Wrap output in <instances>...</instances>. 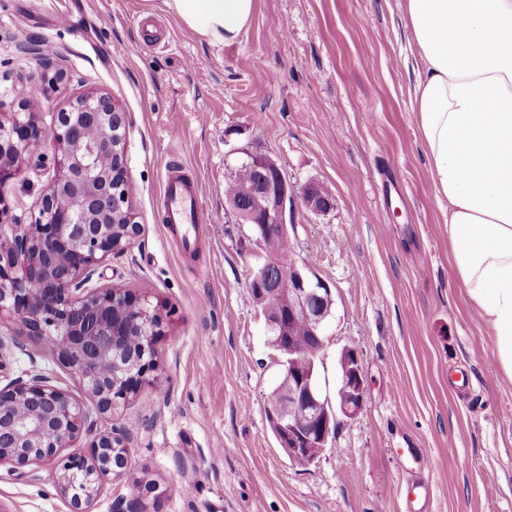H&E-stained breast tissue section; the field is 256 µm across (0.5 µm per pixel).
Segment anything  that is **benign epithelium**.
<instances>
[{
  "instance_id": "7a95c632",
  "label": "benign epithelium",
  "mask_w": 512,
  "mask_h": 512,
  "mask_svg": "<svg viewBox=\"0 0 512 512\" xmlns=\"http://www.w3.org/2000/svg\"><path fill=\"white\" fill-rule=\"evenodd\" d=\"M129 127L128 113L101 92L77 97L48 129L17 115L8 125L0 120V182L49 152L54 171L34 222H7V208L0 204V316L20 320L31 336L53 340L59 360L80 377L102 418L124 405L156 370L164 336L162 316L148 296L87 287L108 256L125 251L141 234L126 190ZM249 158L259 177L226 200L225 210L234 223L250 226L256 243L268 235L287 241L286 207L295 198L317 214L331 209L318 184L298 189L271 157ZM257 193L268 201L261 216L246 206ZM250 289L266 316L270 345L288 354L269 420L280 429L278 442L289 459L313 463L340 418L362 409L365 376L359 358L351 348L342 350L339 397L331 402L315 373L332 306L329 288L294 265L281 268L270 256ZM299 319L311 333L302 369L294 366L302 350L290 337ZM84 435L91 438L89 451L63 454ZM126 454L127 435L97 430L85 403L43 374L32 370L0 386V466L14 471L34 463L54 466L59 491L70 497V512H94L102 479L120 475Z\"/></svg>"
}]
</instances>
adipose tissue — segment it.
<instances>
[{
  "label": "adipose tissue",
  "mask_w": 512,
  "mask_h": 512,
  "mask_svg": "<svg viewBox=\"0 0 512 512\" xmlns=\"http://www.w3.org/2000/svg\"><path fill=\"white\" fill-rule=\"evenodd\" d=\"M209 44H230L255 0H163ZM422 67L410 97L452 246L450 265L512 379V0H404Z\"/></svg>",
  "instance_id": "1"
}]
</instances>
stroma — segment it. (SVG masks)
<instances>
[{"label": "stroma", "mask_w": 512, "mask_h": 512, "mask_svg": "<svg viewBox=\"0 0 512 512\" xmlns=\"http://www.w3.org/2000/svg\"><path fill=\"white\" fill-rule=\"evenodd\" d=\"M420 68L403 0H256L248 28L222 47L163 0H0V119L22 112L47 128L95 90L131 120L126 167L143 232L100 270L103 283L148 295L165 334L156 371L97 424L130 440L95 512H113L134 484L142 512H512V380L450 269L409 100ZM233 149L272 157L334 204L316 215L289 202L286 247L331 291L325 394H336L346 348L366 384L360 414L307 467L266 416L284 367L250 292L267 255L224 211ZM170 169L200 183L190 250L164 220ZM51 176L22 165L0 200L31 223ZM0 335L24 346L11 376L36 367L81 396L47 340L8 317ZM0 512H68L52 467H1Z\"/></svg>", "instance_id": "1"}]
</instances>
